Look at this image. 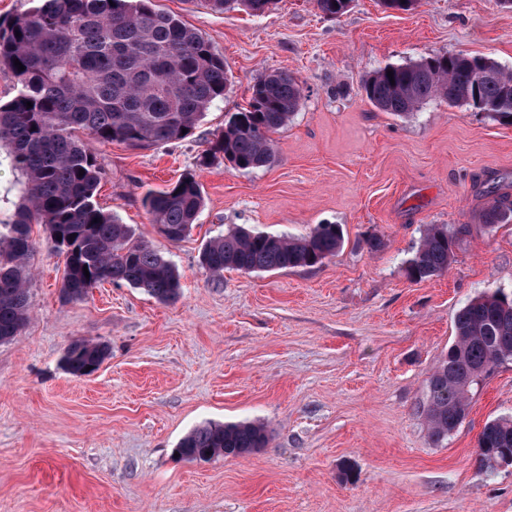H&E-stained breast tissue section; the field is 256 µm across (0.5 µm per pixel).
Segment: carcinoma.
I'll list each match as a JSON object with an SVG mask.
<instances>
[{
  "label": "carcinoma",
  "mask_w": 512,
  "mask_h": 512,
  "mask_svg": "<svg viewBox=\"0 0 512 512\" xmlns=\"http://www.w3.org/2000/svg\"><path fill=\"white\" fill-rule=\"evenodd\" d=\"M35 2L0 20V65L16 83L15 95L0 103V148L7 149L24 178L9 223L0 224V343L17 336L28 320L33 224L45 227L64 257V300H79L104 282L142 289L164 304L178 299L182 285L175 264L99 207L102 166L78 133L101 145L134 148L183 140L229 85L224 57L210 41L177 16L156 10L154 0ZM207 2L216 11L242 6L258 15L273 0ZM16 60L25 70H18ZM361 91L374 107L398 116L442 99L486 110L512 125V71L488 57L458 53L385 67L363 78ZM304 97L303 86L288 72L263 76L252 86L247 107L210 142L207 155H220L241 171L270 166L276 161L273 135L288 125ZM143 205L154 226L164 227L166 239L177 243L198 221L202 186L187 174L164 190L147 192ZM509 223L512 201L502 194L486 209L484 224ZM343 243L338 224H318L300 236L238 226L211 239L200 264L212 276L314 267L336 255ZM457 243L448 227L430 225L405 262L406 277L423 282L448 271ZM454 330L453 343L428 377L425 400L417 406L434 445L468 416L473 391L494 367L503 359L512 362V297L495 290L472 298L456 314ZM109 355L106 343L77 339L62 365L86 376ZM267 443L262 423L208 422L187 433L175 452L188 461H208L258 452ZM477 447L479 466L494 474L490 461L512 456V415L486 422Z\"/></svg>",
  "instance_id": "1"
}]
</instances>
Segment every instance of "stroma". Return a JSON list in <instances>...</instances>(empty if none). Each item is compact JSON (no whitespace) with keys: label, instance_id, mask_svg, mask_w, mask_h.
Returning a JSON list of instances; mask_svg holds the SVG:
<instances>
[{"label":"stroma","instance_id":"1","mask_svg":"<svg viewBox=\"0 0 512 512\" xmlns=\"http://www.w3.org/2000/svg\"><path fill=\"white\" fill-rule=\"evenodd\" d=\"M210 40L231 80L186 139L98 147L97 201L178 268L162 304L105 283L61 300L64 258L32 227L30 318L0 344V512H512V466L476 461L484 424L512 414V363L474 392L468 416L432 445L416 405L471 298L512 290V223L489 228L490 187L512 195V126L439 99L397 116L362 78L385 66L465 53L512 70V10L498 0H417L409 11L352 0L331 18L315 0L254 15L205 0H156ZM285 70L305 89L277 159L239 171L202 164L253 84ZM204 208L180 242L160 238L142 199L182 175ZM341 225L344 246L314 267L207 274L199 255L237 225L302 235ZM458 235L442 276L415 283L405 261L423 230ZM379 236L383 247L370 249ZM76 339L110 356L92 375L63 370ZM260 420L261 451L187 462L178 441L207 422ZM352 480H342L341 464Z\"/></svg>","mask_w":512,"mask_h":512}]
</instances>
